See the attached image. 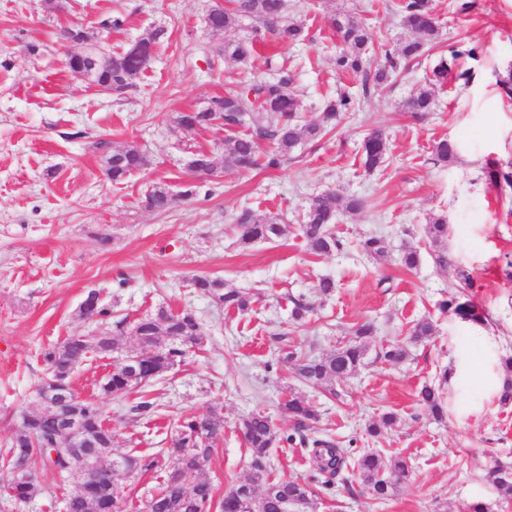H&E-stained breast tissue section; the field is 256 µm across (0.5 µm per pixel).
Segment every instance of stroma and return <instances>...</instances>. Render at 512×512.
Returning <instances> with one entry per match:
<instances>
[{"mask_svg":"<svg viewBox=\"0 0 512 512\" xmlns=\"http://www.w3.org/2000/svg\"><path fill=\"white\" fill-rule=\"evenodd\" d=\"M397 3L286 0L289 17L305 25L308 39L287 47L262 40L244 65L219 49L248 35V24L212 31L205 22L210 0H0V455L23 414L43 408L42 349L100 332V324L79 312L86 293L98 290L117 318L132 321L162 306L189 310L204 338L150 386L158 405L151 418L132 412L134 395L102 400L114 453H155L167 447L181 416L217 410L224 439L204 475L221 494L251 472L241 419L259 412L281 434H293L284 403L295 394L320 413L304 432L308 440L335 441L354 458L400 453L412 468L390 497L378 500L353 465L329 484L312 470L305 448L281 444L270 453L272 477L308 482L315 501L288 512H470L478 503L484 512H512L489 477L496 466L512 467V402L500 400L502 383L512 378L501 364L512 355V211L503 204L512 189H495L484 173L489 161L512 162V97L497 83L512 70V0H474L464 14L451 0H434L441 37L430 58L400 68L379 87L371 74L385 53L411 37ZM340 14L373 34L374 51L358 74L336 70L340 43L330 19ZM109 15L123 18L122 29L101 31ZM74 26L95 34L108 55L148 30L165 35L131 87L106 93L67 69L72 46L60 31ZM454 48L464 52L459 65L469 71V83L436 88L434 112L415 118L406 100ZM271 58L287 61L302 121L314 120L343 91L354 111L339 113L334 129L302 142L278 168L221 167L193 176L186 167L192 153L223 158L227 133L220 127L188 133L176 116L272 78ZM375 130L384 133L389 156L369 173L361 143ZM442 138L459 144L447 163L433 156ZM130 144L149 165L113 184L105 159ZM158 183L177 195L164 213L141 204ZM188 185L194 193L182 197ZM329 189L361 198L364 207L343 213L334 225L341 249L318 257L298 220L310 199ZM244 208L288 224L287 238L239 244L234 217ZM440 214L448 219L446 266L436 263L425 232L430 216ZM371 234L386 239V256L361 254L359 243ZM409 245L420 253L414 269L399 262ZM462 270L473 288H465ZM199 274L250 289V311L229 313L195 293L190 280ZM323 277L335 283L327 297L315 288ZM466 294L482 307L485 324L441 313L442 301ZM298 300L311 308L300 321L292 318ZM424 318L432 335L410 342L413 325ZM366 321L374 328L367 364L335 393L301 383L279 358L283 350L333 351L353 325ZM396 343L407 344L409 355L393 365L381 352ZM445 369L452 377L437 421L418 392ZM387 413L395 415L394 425L369 435L367 425ZM31 468L37 495L19 503L0 491V512H62L60 501L78 488L41 459Z\"/></svg>","mask_w":512,"mask_h":512,"instance_id":"35a3bbf8","label":"stroma"}]
</instances>
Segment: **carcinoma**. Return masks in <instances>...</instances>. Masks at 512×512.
Instances as JSON below:
<instances>
[{"label": "carcinoma", "instance_id": "cac0c4a2", "mask_svg": "<svg viewBox=\"0 0 512 512\" xmlns=\"http://www.w3.org/2000/svg\"><path fill=\"white\" fill-rule=\"evenodd\" d=\"M398 11L403 24L415 34V38L404 43L396 55H385L383 67L376 71L375 80L380 84L388 79L389 71L395 70L400 62L421 58L427 47L440 35L435 18L433 0H400ZM250 19L264 27L276 41L283 45L299 42L307 37L304 24L288 17L286 0H225L216 3L209 15V25L214 30L236 27L242 19ZM332 27L340 38L342 48L336 53V70L343 73L364 71L366 56L372 49L373 38L368 28L349 16L332 20ZM256 51V42L251 37L224 42L219 49L222 55L240 62L249 61ZM452 61L440 59L433 68V76L427 86L419 89L407 101L410 112H430L435 105L434 88L445 82L454 61L461 52L451 54ZM148 64L135 60L128 52L106 59V67L95 71L94 78L110 83L109 89L122 90L138 78ZM277 77L264 80L229 92L221 98L212 99L211 112H181L176 118L177 125L188 132L207 129L215 122L229 130L245 127L249 133L225 140L224 164L240 170L259 166L257 140L268 139L273 149L266 155L264 167L275 169L285 157L303 140L314 139L331 123L339 113L352 108V100L340 94L330 102L325 112L313 121L301 123L298 114L301 101L290 88L288 73L284 64L268 63ZM280 118L272 124V117ZM434 155L441 162L455 158V143L441 139L433 145ZM386 138L379 131L370 132L364 140L363 163L372 171L386 161L388 154ZM146 155L137 147L129 145L107 158L108 172L114 183H120L147 166ZM488 180L495 187L506 184L512 187V170L505 171L499 166L488 168ZM175 200L170 190L160 184L153 186L142 203L150 211L168 210ZM361 208L360 200L347 198L335 191H325L315 196L301 223V231L309 250L314 255L329 254L340 247V242L330 226L337 222L346 211ZM239 229V242L249 245L261 241L282 239L288 236V225L275 219H260L249 209L241 210L235 217ZM427 236L435 243L442 244L448 237V220L443 215L430 217L426 225ZM386 240L377 235L362 242L364 255L372 258L387 253ZM191 286L196 292L213 299L224 310L243 314L250 308L251 296L242 288H227L224 280L209 276H197ZM441 310L473 322L483 320L482 315L470 299L463 301L452 298L441 304ZM81 316L104 321L112 318L108 307L96 290L87 292L81 305ZM127 319L122 318L93 340L70 336L62 343L41 352L44 363V384L52 391L72 393V378L76 368L94 354L103 359H113L112 371L99 382V391L104 396L119 397L134 391L141 394V400L133 406L140 415L154 414L155 402L148 399L143 388L163 376L175 366L184 362L186 347L200 342L202 336L195 316L189 311L173 312L160 308L133 321L131 332L140 337V350H130L121 355L120 336L126 333ZM373 335L371 323L357 324L352 328L351 338L338 349L319 356L284 353L282 360L294 367L300 380L312 385H333L344 381L364 364ZM448 372H443L439 383L428 384L419 392L420 401L437 419L443 417L444 392ZM285 409L296 422L297 431L318 420V412L303 398L291 395L284 404ZM68 412L77 415L83 423V432L98 444L96 451L102 455L112 453V429L107 423L103 408L93 399L81 400L68 406ZM241 429L245 443L252 456L253 476L214 500L212 484L201 477L210 460L213 445L224 437V415L211 410L205 414H190L182 417L171 436L170 446L150 455H128L120 461L128 472L161 473L159 491L145 504L148 512H281L289 502H310L308 486L294 479L271 478L267 470L270 449L283 442L299 441L302 445L312 444L310 459L315 470L333 478L337 476L349 454L346 448H338L330 440L308 441L304 436L295 439L282 437L272 421L264 414L254 413L242 420ZM60 411L53 405L46 410L24 417L21 429L11 447L0 457V467L10 473L30 468L31 461L39 457L61 478L69 477L75 466L78 451L62 446ZM363 486L375 498L390 496L393 487L405 480L411 463L407 456L395 454L384 458L374 452H365L354 462ZM492 481L505 500H512V471L499 468L492 472ZM5 493L12 499L26 502L36 495L38 483L35 480H10L4 486ZM126 501L112 478L104 475L97 482L85 485L65 502L66 512H124Z\"/></svg>", "mask_w": 512, "mask_h": 512}]
</instances>
